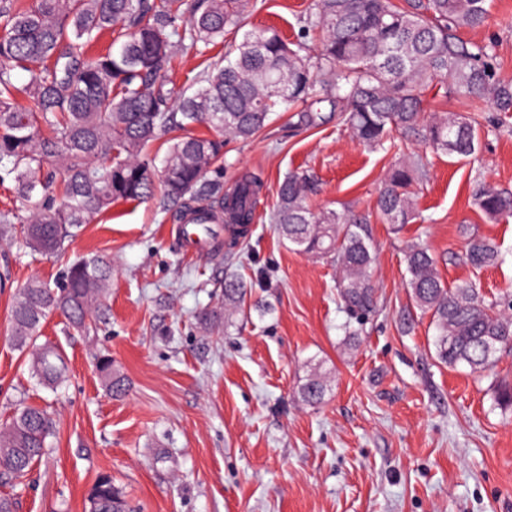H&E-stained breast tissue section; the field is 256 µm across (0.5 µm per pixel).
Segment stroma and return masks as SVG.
Wrapping results in <instances>:
<instances>
[{"instance_id":"stroma-1","label":"stroma","mask_w":512,"mask_h":512,"mask_svg":"<svg viewBox=\"0 0 512 512\" xmlns=\"http://www.w3.org/2000/svg\"><path fill=\"white\" fill-rule=\"evenodd\" d=\"M246 28L275 27L317 51L300 18L311 0H254ZM464 39L494 42V64L512 77V0H490L485 25ZM477 160L426 153L415 195L421 222L393 229L375 216L392 154L354 141L336 121L319 126L278 112L247 142L224 141L207 181L232 187L245 174L262 185L253 224L229 242L186 249L175 210L118 201L66 243L58 257L0 243V427L22 404L49 407L57 434L23 484H0L16 512H85L95 478L109 473L131 512H512V351L478 376L434 356L428 316L412 306L404 250L426 244L448 283L476 280L486 295L512 289V223L484 218L472 183L512 190V115L486 107ZM309 170L317 206L369 215L379 310L349 337L334 264L298 254L274 231L279 181ZM506 255L496 267L465 261L460 225ZM112 259L108 312L94 332L47 320L42 338L65 356L69 382L54 392L31 377L7 334L12 295L28 280L55 283L66 265ZM239 275L258 308L233 326L204 330L201 311H224L221 286ZM108 351L128 381L111 395L93 367ZM328 377L322 404L297 391L312 368Z\"/></svg>"}]
</instances>
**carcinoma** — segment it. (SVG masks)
<instances>
[{"label": "carcinoma", "instance_id": "cac0c4a2", "mask_svg": "<svg viewBox=\"0 0 512 512\" xmlns=\"http://www.w3.org/2000/svg\"><path fill=\"white\" fill-rule=\"evenodd\" d=\"M185 2L0 0V182L12 180L27 202L23 215L0 211L1 241L18 235L31 252L51 257L117 200L156 198L163 207L189 200L198 224H213L221 213L229 227L253 223L260 181L243 175L228 194L207 182L208 168L222 164V141L175 135L197 125L247 141L279 110H300L308 125L334 112L372 149L401 154L415 140L469 158L478 151L484 106L512 112V79L496 72L493 45L458 34L484 25L488 0H313L300 22L305 32L321 33L317 53L286 42L274 29L249 30L177 91L169 87L170 74L181 58L223 41L252 7L250 0H195L188 12ZM104 32L112 35L108 48L89 54ZM18 69L29 75L21 87ZM437 85L446 97L465 101L469 113L424 112L425 97ZM163 137L169 146L158 169L148 150ZM427 177L421 154L395 165L377 199L380 219L397 227L419 219L413 198ZM315 189L306 170L284 178L275 231L289 249L336 263L345 330L356 336L377 310L369 220L314 209ZM472 197L487 218H512V190L478 177ZM460 233L471 267L503 263L490 240L467 225ZM405 263L410 299L435 329L437 361L473 373L490 370L504 344L512 343V292L489 299L470 280L447 285L436 257L419 243L407 246ZM111 282L112 262L93 256L68 266L58 287L32 280L16 291L10 335L28 352L40 385L56 391L68 379L60 350L38 343L45 321L59 314L72 329L88 331ZM247 296L242 278L224 279L226 322L248 314ZM95 360L105 388L122 395L125 378L112 369L111 355L100 352ZM327 391L326 376L314 369L298 396L317 405ZM56 429L46 408H19L0 431V482L24 478L48 452ZM88 512H128L112 477L95 480Z\"/></svg>", "mask_w": 512, "mask_h": 512}]
</instances>
